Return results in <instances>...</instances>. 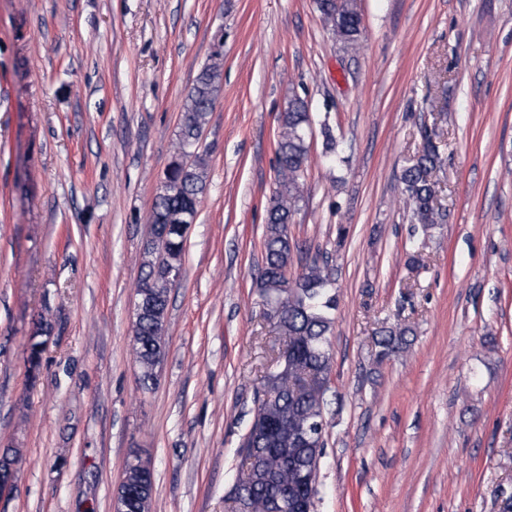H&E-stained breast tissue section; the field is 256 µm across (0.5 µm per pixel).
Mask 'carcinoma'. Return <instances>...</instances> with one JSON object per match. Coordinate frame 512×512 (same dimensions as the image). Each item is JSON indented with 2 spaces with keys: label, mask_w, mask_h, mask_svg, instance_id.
<instances>
[{
  "label": "carcinoma",
  "mask_w": 512,
  "mask_h": 512,
  "mask_svg": "<svg viewBox=\"0 0 512 512\" xmlns=\"http://www.w3.org/2000/svg\"><path fill=\"white\" fill-rule=\"evenodd\" d=\"M317 7L336 42L345 48L357 46L363 35L357 0H317ZM221 69V55L215 53L189 89L181 110L175 155L152 206L141 276L151 287L137 289L133 326L139 383L145 390L155 384L166 356L163 318L173 286L171 273L182 270L189 229L196 223L206 189L207 162L200 152V138L214 105ZM280 125L277 182L264 225V262L257 287L267 307L266 317L285 340L288 368L268 372L256 393L254 416L239 448L241 467L234 487L236 495L229 497L231 512H274L278 505L288 512H316L317 490L301 484L299 476L315 464L325 446L332 372L328 335L337 306L334 280L327 266L316 259L288 278L297 249L288 236V224L296 213L308 163L310 116L304 99L289 101ZM432 135L429 129L423 131L422 148L401 175L411 223L424 229L446 219L436 204L433 176L440 156ZM51 332L52 324L39 318L28 341V362L35 370L45 348L43 337ZM409 333L411 328L405 325L380 330L375 339L376 359L383 361L400 352ZM268 422L282 426L273 443L263 431ZM144 472L141 464L126 462L125 480L119 487V493H130L124 512H150L149 496L136 493Z\"/></svg>",
  "instance_id": "cac0c4a2"
}]
</instances>
